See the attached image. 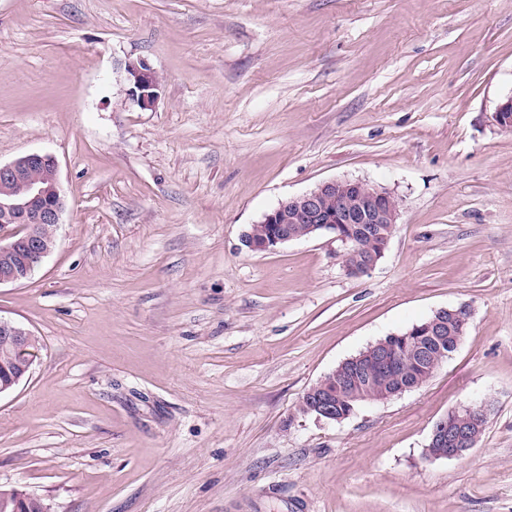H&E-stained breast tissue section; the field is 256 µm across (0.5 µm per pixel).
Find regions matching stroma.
<instances>
[{
    "instance_id": "1",
    "label": "stroma",
    "mask_w": 512,
    "mask_h": 512,
    "mask_svg": "<svg viewBox=\"0 0 512 512\" xmlns=\"http://www.w3.org/2000/svg\"><path fill=\"white\" fill-rule=\"evenodd\" d=\"M157 72L126 105L121 62ZM512 0H0V162L59 164L53 251L0 286L38 336L0 395V486L52 512H512ZM399 203L368 274L252 224L321 182ZM458 349L340 422L345 359L444 307ZM486 402L476 446L426 459ZM124 71L126 81V103L141 110L152 108L160 97L161 84L155 70L147 60L139 58L137 61L120 65ZM485 403H472L450 412L437 421L432 429L424 456L428 459L458 458L470 451L478 442L485 426ZM466 447V448H463Z\"/></svg>"
}]
</instances>
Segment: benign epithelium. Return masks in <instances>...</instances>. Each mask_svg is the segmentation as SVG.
Listing matches in <instances>:
<instances>
[{
    "instance_id": "obj_1",
    "label": "benign epithelium",
    "mask_w": 512,
    "mask_h": 512,
    "mask_svg": "<svg viewBox=\"0 0 512 512\" xmlns=\"http://www.w3.org/2000/svg\"><path fill=\"white\" fill-rule=\"evenodd\" d=\"M126 81V103L141 110L152 108L160 97L161 84L155 70L145 59L120 65ZM502 129L512 130V95L494 115ZM0 184L8 186L0 198V285L18 283L29 278L36 265L51 253L65 209L61 194L59 165L46 153H30L13 161L0 163ZM398 202L384 187L359 180H331L312 190L290 196L265 213L260 232H247L244 245L252 252H269L297 241L311 232L336 234L341 224H396ZM380 259L372 252L356 263L343 262L348 275L370 272ZM470 317L467 306L440 308L420 326L409 329L406 336H446L448 322L463 327ZM13 350L22 362L21 370L0 376V394L12 390L27 375L35 353L34 335L19 324L0 318V347ZM396 368L391 346L379 340L343 361L332 372L303 394L298 409L318 420L340 422L350 412L336 409V395L328 385L339 381L342 390L355 400L382 402L415 388L402 384L381 395L367 389L373 374H389ZM485 403H472L437 421L432 429L424 456L428 459L458 458L471 450L477 433L485 426Z\"/></svg>"
}]
</instances>
